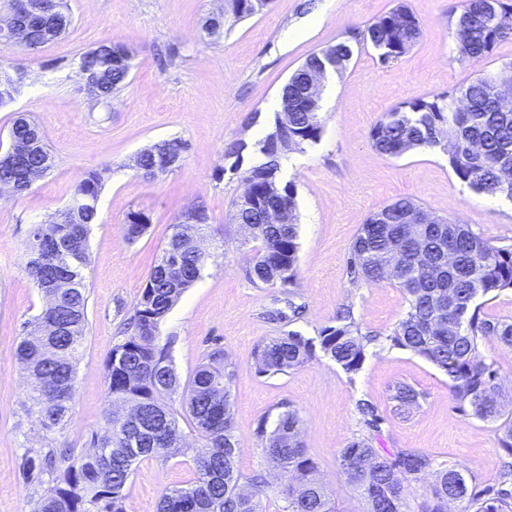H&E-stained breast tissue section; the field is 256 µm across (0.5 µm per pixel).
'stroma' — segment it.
Returning a JSON list of instances; mask_svg holds the SVG:
<instances>
[{
	"instance_id": "obj_1",
	"label": "stroma",
	"mask_w": 512,
	"mask_h": 512,
	"mask_svg": "<svg viewBox=\"0 0 512 512\" xmlns=\"http://www.w3.org/2000/svg\"><path fill=\"white\" fill-rule=\"evenodd\" d=\"M397 2L271 0L263 11L228 24L213 43L203 37L201 24L220 0H67L69 34L35 52H9L24 81L13 102L0 107V152L8 149L11 125L23 114L39 126L54 166L25 194L0 204V512H35L46 488L22 473L24 454L45 445L27 411L30 385L15 356L25 322L45 304L25 271L27 231L55 218L91 171L101 174L103 188L88 240V322L72 419L55 447L88 448L100 429L107 407L105 357L181 214L200 206L208 215L201 237L210 258L170 310L160 335L173 337L171 355L184 381L211 352L223 351L232 373L238 467L267 481L261 512H283L288 477L264 456L257 430L286 407L298 411L302 444L341 512L366 510L339 459L341 448L364 435L383 454L421 451L437 466H459L476 489L495 482L506 460L498 443L501 423L512 422V347L493 339L479 343L497 372L503 414L499 422L481 420L455 399L444 372L391 341L408 307L403 290L390 282H354L347 260L366 220L405 198L431 215L461 220L495 245H512V199L461 186L441 149L385 156L370 140L375 123L401 103L464 87L477 69L503 70L512 63V39L471 67L458 60L459 0H407L422 35L403 57L383 66L373 48L357 46L343 72H327L320 88L321 138L289 153L278 174L280 183L295 188L296 286L250 282L244 270L252 251L243 243L242 226L230 220L245 172L260 161L251 146L272 130L276 115L269 105L280 100L288 78L311 54ZM105 41L132 50L131 71L111 100L97 101L84 88L79 59ZM173 138L188 145L180 168L154 180L136 176L137 154ZM233 142L245 143L242 158L226 155ZM138 211L149 216V227L130 242L124 225ZM345 310L362 333L375 338L358 372L345 373L319 353L284 374L256 373L260 344L291 331L317 336ZM398 383L418 392L417 407L398 408L391 398ZM365 401L380 417L377 431L367 430L358 411ZM196 446L191 438L176 458L140 462L127 485V512H158L166 491L190 482Z\"/></svg>"
}]
</instances>
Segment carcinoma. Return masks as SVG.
Instances as JSON below:
<instances>
[{"instance_id": "carcinoma-1", "label": "carcinoma", "mask_w": 512, "mask_h": 512, "mask_svg": "<svg viewBox=\"0 0 512 512\" xmlns=\"http://www.w3.org/2000/svg\"><path fill=\"white\" fill-rule=\"evenodd\" d=\"M45 10L19 21L18 32L39 47L68 33L72 19L65 0H46ZM264 0H225L218 34L201 30L209 40L224 36L227 18L237 21L263 9ZM455 39L460 60L471 65L487 57L495 46L512 39V3L509 0H460ZM418 18L400 2L386 15L348 32L347 38L312 54L306 69L288 82L282 107L292 112L288 142L274 125L259 141L263 160L248 169L245 190L233 202L231 219L254 226L246 242H254L252 263L244 270L255 285L296 284L298 235L295 192L292 184L279 186L280 161L294 150L317 142L322 134L319 105L303 95L309 71L326 58L333 70L345 68L352 44H370L387 65L407 53L421 37ZM124 46L102 43L84 53L80 69L93 79V96L107 100L127 83L131 62L122 60ZM37 134V147L25 166L43 174L54 166L37 124L16 118L10 135L27 139ZM374 149L398 156L415 148L441 147L460 184L488 195L512 198V109L493 105L489 76L474 71L470 82L454 90L415 98L393 108L370 132ZM165 154L158 144L142 150L136 173L153 180L165 174ZM14 184L18 193L28 182L13 164L0 160V184ZM102 190L96 172L75 185L57 219L34 224L28 232L25 271L43 294L45 305L24 325L16 348L23 373L33 380L28 394L45 442L64 431L72 416L79 350L87 326L88 296L85 270L89 266L88 231L96 219ZM288 207L289 222L265 223L263 208ZM423 210L409 199L398 200L371 215L362 225L347 262L354 281L378 284L389 280L408 301L391 341L432 363L452 382L456 398L468 403L483 420L500 417L495 380L497 372L479 352V341L495 339L512 347V322L480 317L479 296L512 289V247L495 246L475 236L457 220L439 218L430 224H411L406 214ZM191 232L176 224L162 255L153 267L129 318L131 334L115 343L104 361L107 409L100 430L92 434L95 451L56 449L27 455V475L49 473L48 487L35 512H126V486L137 465L146 459L163 462L186 447L180 421L195 433L198 451L193 458L194 478L184 487L166 492L158 512H260L259 495L265 481L245 477L238 467V443L233 432L229 394L231 374L223 353L209 354L208 362L192 378L181 382L174 367L170 342L159 343L160 326L180 296L202 276L209 254L190 243L207 223L203 208H194ZM149 217L134 212L125 222L130 242L140 239ZM322 352L348 374L361 369L366 344L351 315L316 337L291 331L261 344L254 354L256 370L277 375L297 368ZM392 399L399 407L418 402L411 386L397 383ZM297 411L281 412L272 430L259 426L264 453L293 482L284 490L286 512H336V506L317 477V466L299 439ZM340 465L348 484L365 501L367 512H407L411 482L433 471L435 482L419 512H448V502L463 504L462 512H512V467L497 483L478 492L468 488L455 466L437 469L431 455L400 451L384 456L370 438L351 440L340 450Z\"/></svg>"}]
</instances>
